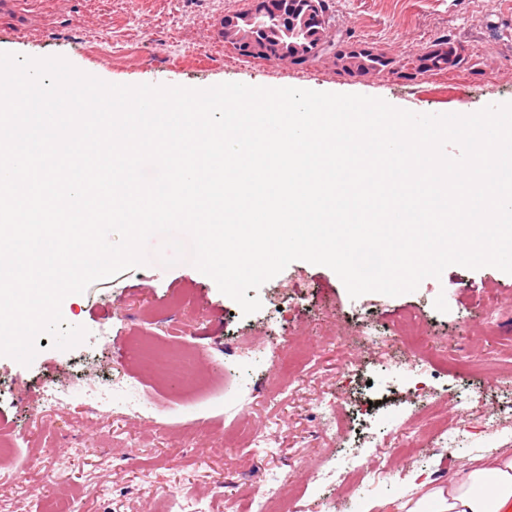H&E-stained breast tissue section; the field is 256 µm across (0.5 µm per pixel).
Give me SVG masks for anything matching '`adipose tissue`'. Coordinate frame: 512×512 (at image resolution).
Listing matches in <instances>:
<instances>
[{"label": "adipose tissue", "mask_w": 512, "mask_h": 512, "mask_svg": "<svg viewBox=\"0 0 512 512\" xmlns=\"http://www.w3.org/2000/svg\"><path fill=\"white\" fill-rule=\"evenodd\" d=\"M512 501V454L501 453L466 465L417 500L406 512H497Z\"/></svg>", "instance_id": "ef3b65f1"}]
</instances>
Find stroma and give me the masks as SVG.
Segmentation results:
<instances>
[{"label":"stroma","mask_w":512,"mask_h":512,"mask_svg":"<svg viewBox=\"0 0 512 512\" xmlns=\"http://www.w3.org/2000/svg\"><path fill=\"white\" fill-rule=\"evenodd\" d=\"M332 37L384 55L390 69L344 73L335 46L292 68L244 57L215 37L221 17L253 0H68L52 14L28 9L0 19V52L65 57L111 84L207 88L225 82L361 94L417 114H470L512 102V0H326ZM178 39L167 38V20ZM449 39L458 65L410 77L434 41ZM111 65H98L100 56ZM163 236L147 265L67 296L64 319L89 334L63 351L42 345L30 366L0 356V512H248L273 491L280 512H399L444 486L478 456L512 452V421L494 436L485 414L512 406V274L486 266L447 267L415 291L351 298L329 267L290 263L259 290L260 309L239 305L190 261L165 266ZM415 323L440 362L408 351L399 329ZM375 326L388 345L363 341ZM190 353L198 379L183 384L147 367L141 338ZM294 357L281 367L276 355ZM92 367L97 402L81 389L68 404L41 409L47 380ZM134 392L113 393L118 380ZM329 416L321 418L318 407ZM452 434L434 446V420ZM265 429L267 448L228 444L238 427ZM407 443L379 483L353 469ZM335 472L311 481V470ZM222 493H214L216 480Z\"/></svg>","instance_id":"35a3bbf8"}]
</instances>
